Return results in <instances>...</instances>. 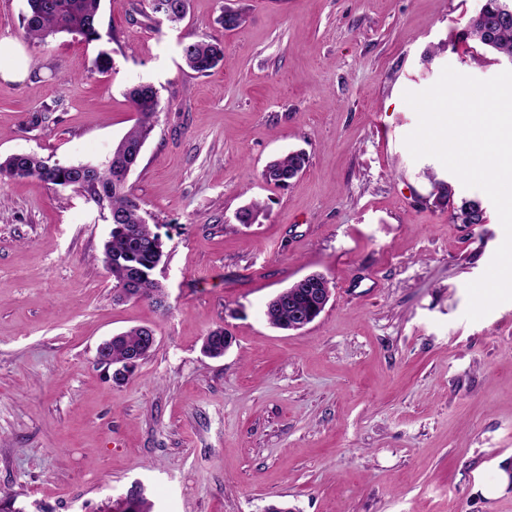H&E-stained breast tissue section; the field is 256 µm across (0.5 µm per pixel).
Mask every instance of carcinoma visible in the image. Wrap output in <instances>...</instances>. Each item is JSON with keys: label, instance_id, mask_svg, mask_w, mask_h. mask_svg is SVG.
I'll return each instance as SVG.
<instances>
[{"label": "carcinoma", "instance_id": "1", "mask_svg": "<svg viewBox=\"0 0 512 512\" xmlns=\"http://www.w3.org/2000/svg\"><path fill=\"white\" fill-rule=\"evenodd\" d=\"M101 0H27L28 10L22 18L24 37L38 43L67 33L87 41L101 38L97 14ZM190 0H157L151 7L156 24L176 25L187 15ZM463 38L472 40L495 55V60L512 58V0H484L480 20L466 22ZM185 65L198 74H207L224 61V43L204 36L186 43L182 48ZM126 97L137 112L130 130L112 150L105 167L78 163L48 166L37 154H13L0 161V177L8 179L34 178L51 187L78 188L101 209L112 216V241L103 245V255L112 261L103 266L112 278L113 298L117 302L147 300L164 306L163 289L153 274L163 256L161 235L143 216L141 201L127 189L128 173L141 159L142 148L150 137L160 106V91L151 82H141L126 90ZM309 158L301 150L267 163L261 177L281 188L290 186L307 168ZM266 206L252 201L237 214V221L248 224ZM463 224H483L486 221L482 201L469 199L450 214ZM312 284L296 282L282 290L266 307L267 321L274 327L288 329L297 312L311 309ZM146 332L135 327L119 334L112 341L109 356L114 366H126L136 358L145 360L153 348L145 340ZM232 343L231 334L219 326L205 338L204 345L213 351L225 352Z\"/></svg>", "mask_w": 512, "mask_h": 512}]
</instances>
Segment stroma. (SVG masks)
<instances>
[{
    "instance_id": "stroma-1",
    "label": "stroma",
    "mask_w": 512,
    "mask_h": 512,
    "mask_svg": "<svg viewBox=\"0 0 512 512\" xmlns=\"http://www.w3.org/2000/svg\"><path fill=\"white\" fill-rule=\"evenodd\" d=\"M483 0H191L178 28L142 0H101V40L29 42L26 0H0V158L106 164L148 81L161 108L127 188L157 225L164 307L118 305L101 249L110 226L70 189L0 180V506L122 512H512V302L471 322L466 286L505 234L491 200L404 144L407 91L444 67L504 71L458 34ZM241 11L224 30V9ZM224 42V64L186 68L183 43ZM107 51L111 71L93 68ZM304 150L288 188L271 159ZM481 199L487 221H452ZM259 199L256 224L236 211ZM333 286L299 331L267 303L303 277ZM151 327L154 351L124 384L98 345ZM224 327L223 357L202 352Z\"/></svg>"
}]
</instances>
